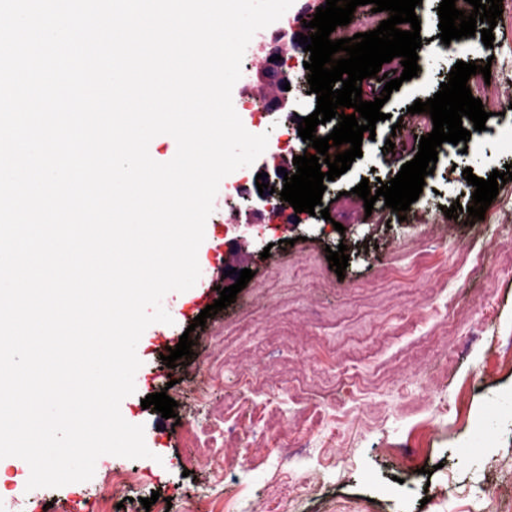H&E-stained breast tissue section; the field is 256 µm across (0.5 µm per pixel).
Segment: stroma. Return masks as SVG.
I'll use <instances>...</instances> for the list:
<instances>
[{
  "label": "stroma",
  "instance_id": "1",
  "mask_svg": "<svg viewBox=\"0 0 512 512\" xmlns=\"http://www.w3.org/2000/svg\"><path fill=\"white\" fill-rule=\"evenodd\" d=\"M437 24L424 28L420 71L383 105L370 156L328 182L322 196L329 218L308 213L266 215L243 224L235 201L237 174L226 176L198 250L200 278L188 291L167 293L163 308L172 324L155 323L141 336L142 365L134 394L120 404L123 418L144 426L150 457L98 458L93 477L60 488L27 489L22 470L6 467L7 494L0 512H82L87 502L110 494L109 475L135 472L120 512H146L142 499L160 493L170 512H512L482 501L478 486L493 474L512 488V411L496 402L512 398V369L501 368L496 351L512 338V205L498 206L491 222L467 224V212L446 218L445 208L467 204L450 193L463 184L464 169L480 178L504 170L512 156L493 142L467 152L449 148L432 191L413 202L405 217L389 213L372 223L353 189L361 179L389 180L394 165L384 152L394 118L423 93L435 92L457 61L484 64L482 51L441 52ZM242 84L232 90L244 126L268 133L267 154L277 151L283 130L314 112L317 99L300 97L295 117L246 111ZM346 245L344 274L330 269L326 251ZM251 269L252 279L235 303L192 329L194 318L235 283L232 269ZM416 268L409 292L387 274ZM463 306L455 330L442 319L449 303ZM194 345L192 358L164 370L161 356L181 335ZM336 336H360V353L336 356L318 344ZM211 378L206 404L193 390ZM166 391L175 418L141 406L148 394ZM238 397L248 412L224 414V401ZM348 411L328 413L330 400ZM283 420L266 428V407ZM320 408V428L302 432V412ZM237 431L240 452L260 461L216 470L197 457L207 445L224 449V433ZM445 486V498H426L425 487Z\"/></svg>",
  "mask_w": 512,
  "mask_h": 512
}]
</instances>
